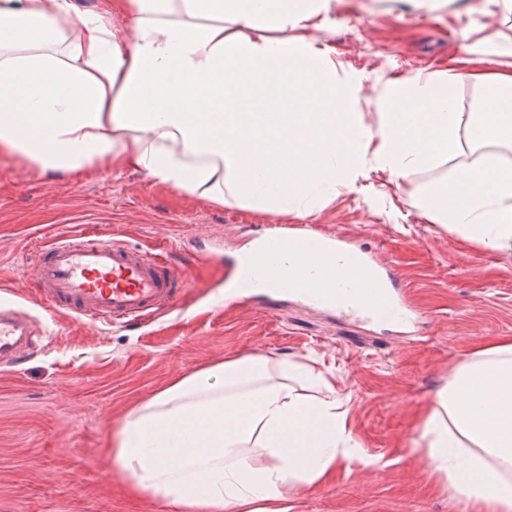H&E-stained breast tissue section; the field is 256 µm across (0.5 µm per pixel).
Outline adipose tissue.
Listing matches in <instances>:
<instances>
[{
    "label": "adipose tissue",
    "mask_w": 512,
    "mask_h": 512,
    "mask_svg": "<svg viewBox=\"0 0 512 512\" xmlns=\"http://www.w3.org/2000/svg\"><path fill=\"white\" fill-rule=\"evenodd\" d=\"M332 0H0V152L42 172L118 165L215 204L310 216L366 170L396 180L460 150L461 131L512 142V70L477 71L484 111L448 72L392 83L368 125L363 80L337 79L307 30ZM128 32L112 27L114 13ZM298 29L291 40L287 28ZM420 206L485 249L512 252V164L460 167ZM361 265L288 237L269 272L336 292ZM347 396L313 367L264 356L186 375L126 417L112 464L172 512H291L288 490L362 459ZM419 440L466 512H512V337L474 349L436 393ZM484 96L483 88L472 79L456 80V103L460 112H477L483 103Z\"/></svg>",
    "instance_id": "adipose-tissue-1"
}]
</instances>
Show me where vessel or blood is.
<instances>
[{"mask_svg":"<svg viewBox=\"0 0 512 512\" xmlns=\"http://www.w3.org/2000/svg\"><path fill=\"white\" fill-rule=\"evenodd\" d=\"M363 268L370 273L369 302L351 299L338 304V311L371 321L375 304L384 303L399 313L404 326L416 325L421 312L395 287L387 268L370 256ZM188 284L186 274L161 266L156 255L116 239L101 240L89 230L56 237L39 254L32 273L36 295L55 312L107 326L136 325L166 312ZM34 344L32 317L0 303V365L22 364Z\"/></svg>","mask_w":512,"mask_h":512,"instance_id":"b4317fda","label":"vessel or blood"}]
</instances>
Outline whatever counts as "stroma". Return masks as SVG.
<instances>
[{
  "instance_id": "stroma-1",
  "label": "stroma",
  "mask_w": 512,
  "mask_h": 512,
  "mask_svg": "<svg viewBox=\"0 0 512 512\" xmlns=\"http://www.w3.org/2000/svg\"><path fill=\"white\" fill-rule=\"evenodd\" d=\"M332 50L338 78L363 76L354 109L385 111L387 83L444 70L452 57L503 70L512 58V0H334L312 29ZM394 183L370 170L304 223L345 236L390 265L424 319L416 335L355 322L288 294L226 308L237 254L277 218L235 198L215 205L127 168L75 179L0 153V301L24 308L49 339L20 367L0 369V512H170L112 465L126 416L177 378L230 358L262 354L315 366L349 396L365 458L321 486L289 491L292 512H463L433 474L419 426L437 389L479 342L512 336V255L429 222L419 201L461 165L506 148L473 146ZM97 228L187 270L191 286L141 328L95 326L53 313L29 291L38 252L59 235Z\"/></svg>"
}]
</instances>
